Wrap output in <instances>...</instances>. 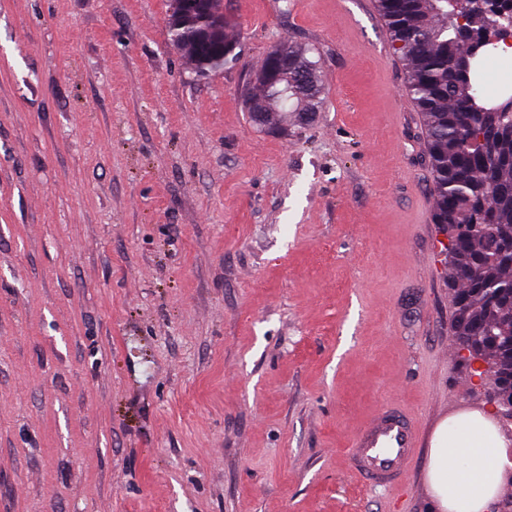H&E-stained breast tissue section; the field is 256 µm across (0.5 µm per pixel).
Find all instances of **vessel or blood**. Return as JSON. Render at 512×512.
<instances>
[{
    "mask_svg": "<svg viewBox=\"0 0 512 512\" xmlns=\"http://www.w3.org/2000/svg\"><path fill=\"white\" fill-rule=\"evenodd\" d=\"M422 440L416 418L400 404L387 403L354 434L348 450L351 468L367 483L399 488L417 460Z\"/></svg>",
    "mask_w": 512,
    "mask_h": 512,
    "instance_id": "vessel-or-blood-1",
    "label": "vessel or blood"
}]
</instances>
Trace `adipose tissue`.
Instances as JSON below:
<instances>
[{"label": "adipose tissue", "mask_w": 512, "mask_h": 512, "mask_svg": "<svg viewBox=\"0 0 512 512\" xmlns=\"http://www.w3.org/2000/svg\"><path fill=\"white\" fill-rule=\"evenodd\" d=\"M455 430L462 435L455 445L434 444L431 489L447 512H488L499 493L504 448L486 417L459 420Z\"/></svg>", "instance_id": "ef3b65f1"}]
</instances>
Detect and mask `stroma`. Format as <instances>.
Returning <instances> with one entry per match:
<instances>
[{
	"mask_svg": "<svg viewBox=\"0 0 512 512\" xmlns=\"http://www.w3.org/2000/svg\"><path fill=\"white\" fill-rule=\"evenodd\" d=\"M199 75L172 0H0V512H443L431 448L487 402L452 340L423 119L376 0H219ZM319 112L248 119L283 42ZM394 400L403 493L351 469ZM204 0H174L173 13L177 17H195L201 24V32L204 36L215 38L224 43V55L218 49L206 52L201 50L197 43V31L199 25L193 21H187L180 25L171 26V41L173 46L184 52L191 65L199 72L222 68L231 69L240 60V52H235L237 43L232 41L226 33V23L223 19L213 18L209 11L196 13L197 5ZM194 6V7H193ZM193 7V9H191Z\"/></svg>",
	"mask_w": 512,
	"mask_h": 512,
	"instance_id": "35a3bbf8",
	"label": "stroma"
}]
</instances>
